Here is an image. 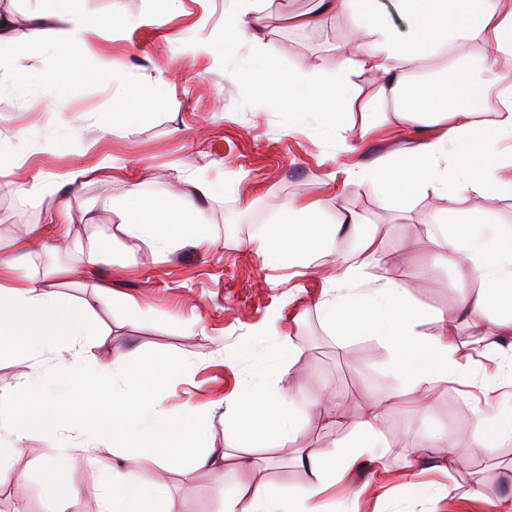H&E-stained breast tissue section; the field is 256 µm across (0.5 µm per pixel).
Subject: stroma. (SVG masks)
Listing matches in <instances>:
<instances>
[{
	"label": "stroma",
	"instance_id": "stroma-1",
	"mask_svg": "<svg viewBox=\"0 0 512 512\" xmlns=\"http://www.w3.org/2000/svg\"><path fill=\"white\" fill-rule=\"evenodd\" d=\"M84 17L100 27L94 53L82 68L55 80L59 52L34 35L25 17L47 12L52 0H0L17 19L22 58L0 48V142L11 145L25 161L13 181L28 171L46 179L73 171L77 180L40 197L0 196V255L33 226L65 223L69 233L48 234L27 258L23 275L46 280L74 307L92 303L100 333L85 351L101 363L113 352L138 362L170 357L185 371L165 382L164 405L175 410L228 397L244 383H266L303 400H316L335 388L351 418L365 402L388 404L379 426L389 453L391 491L378 497L369 485L371 469L355 475L337 497L334 512H489L478 496L489 488L512 504V440L489 441L447 472L427 470L420 448L432 433L456 431L465 422L470 435L483 437L484 423L512 404L497 392L485 402L483 390L496 376L498 352L479 357L477 372L458 383L434 390L422 408L393 397V375L386 350L366 336L342 339L330 335L318 303L322 297L319 264L272 267L252 249L254 223L268 225L288 201H318L322 217L339 210L358 215L364 231L380 230L382 248L409 258L407 265L374 266L371 274L408 288L426 311L422 330L440 332L456 321L458 298L481 288V279L442 262L430 240L427 222L436 211L433 193L391 199L361 190L342 191L345 165L368 164L397 149L416 145L421 133L402 127L396 115L382 113L383 128L363 133L365 107L375 94L367 76L357 77L359 93L345 106L349 131L333 132L320 116L297 122L287 106L257 98L250 89V64L263 53L277 73L326 81L336 76V57L348 44L349 21L328 17L316 29L288 30L271 25L261 42L251 36L224 48V14L233 0H75ZM129 17L120 35L112 33L113 13ZM152 95L138 121L115 114L113 105L130 84ZM108 170H97L99 161ZM215 185L200 205L208 244L184 238L162 252L126 236L124 205L153 196L172 199L189 190L190 179ZM108 252L101 267L103 289L84 279L83 260L93 250ZM133 298L140 307L129 317L119 299ZM292 343L305 354L287 369H277L281 341L257 335L270 313ZM40 371L51 385L63 380L60 365L47 359L34 368L26 356L0 358V396H12L18 382ZM25 454L10 452L0 440V470L11 477L0 483V512H77V503L104 497L115 469L123 467L128 449L110 440H91L86 431L67 428L50 435L40 427L24 429ZM349 431L336 423L306 424L287 447L272 449L271 462L241 474L234 463L222 469H188L168 476L165 497L172 512H222L224 491L242 477L288 493L311 479L298 452L329 456L347 442ZM61 461L64 483L75 488L77 502L49 495L48 462ZM425 479L451 488L449 498L418 497L406 483L414 470Z\"/></svg>",
	"mask_w": 512,
	"mask_h": 512
}]
</instances>
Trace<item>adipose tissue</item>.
Wrapping results in <instances>:
<instances>
[{"mask_svg": "<svg viewBox=\"0 0 512 512\" xmlns=\"http://www.w3.org/2000/svg\"><path fill=\"white\" fill-rule=\"evenodd\" d=\"M314 0L311 10L291 16L298 28H317L327 16L342 15L352 22L358 37L336 58V79L326 83L304 76L286 78L269 70L254 73L260 97L287 103L291 112L304 116L324 113L328 123L341 121L338 103L355 92L354 78L369 75L377 89L380 108L394 112L410 125L431 127L430 135L408 152L377 158L373 163L345 172L344 187L361 188L386 197L400 196L406 186L433 189L438 198L455 203L490 196L512 197V157L501 145L512 144V0ZM397 14L405 32L391 25ZM32 28H46L48 41L70 48L73 59L85 60L88 43L98 35L73 7V0H53L49 14L28 18ZM476 61L483 77L476 78L459 60ZM497 95V116L478 120L477 113L489 93ZM191 195L178 203L157 200L153 211L128 203L123 231L149 246L166 250L184 237L206 242L203 225L191 223L201 200L210 196L209 182L196 181ZM477 212L450 224L434 217L433 242L446 262L475 272L483 291L459 302L458 323L436 334L421 331L426 313L408 289L390 279H374L370 270L378 263L402 266L404 254L385 253L377 234L362 235L356 258L344 255L339 226L324 222L316 201L290 202L280 223L269 225L254 241L255 251L272 264L305 266L328 259L331 274L319 302L328 330L336 336H368L387 351L394 366L395 396L421 407L433 389L467 372L471 356L459 338L460 329L481 336L486 347L497 348L501 337L512 334V227L494 237L476 234ZM30 252L28 239L15 240L9 256L0 259V354L25 352L34 363L56 354L80 374L79 384L64 396L74 414H92L101 434L139 448L124 471L113 475L109 494L92 512H164V487L143 486L140 469L151 467L170 474L192 466L223 465L227 448H239L248 435L243 412L255 403L274 411L267 426L280 444L293 440L301 422L332 419L346 423L352 439L327 458L306 457L312 479L296 492L284 495L266 486L236 484L224 494V512H327V500L338 484L349 481L364 464L375 466L377 485L389 471L387 448L379 425L382 402L368 403L359 420L349 419L334 391L316 401L273 389L240 390L222 404L194 407L181 413L163 408L159 393L167 376L182 364L171 358L133 365L114 354L111 368L90 363L84 355L88 338L97 335L99 320L92 307L74 310L61 293L46 283L17 277L21 261ZM123 389H115L114 378ZM14 398L0 400V430L14 433L13 451L25 453L17 433L21 424L35 421L53 434L66 419L53 412L32 415L30 405L48 396L33 379L18 383ZM225 406L235 424L226 448H202L198 442L205 411Z\"/></svg>", "mask_w": 512, "mask_h": 512, "instance_id": "adipose-tissue-1", "label": "adipose tissue"}]
</instances>
